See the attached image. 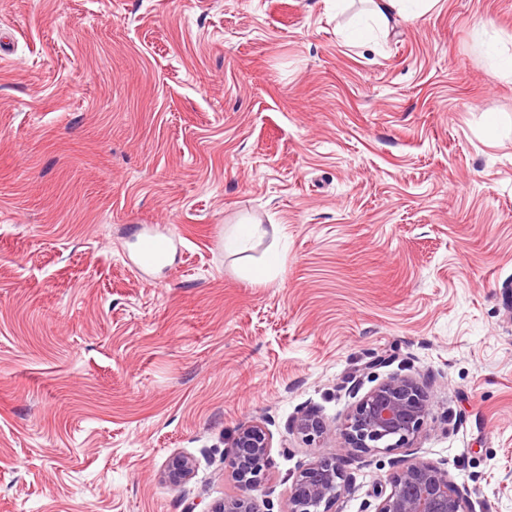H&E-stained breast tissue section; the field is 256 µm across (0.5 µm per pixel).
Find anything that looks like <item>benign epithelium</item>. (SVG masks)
Masks as SVG:
<instances>
[{"mask_svg": "<svg viewBox=\"0 0 512 512\" xmlns=\"http://www.w3.org/2000/svg\"><path fill=\"white\" fill-rule=\"evenodd\" d=\"M428 407V396L414 379L396 376L363 396L339 430L313 411L301 413L293 428L306 441L338 434L341 444L337 452L317 458L296 476L288 494L289 512H340L338 503L349 490L346 452L412 447L424 428ZM270 448L262 425L239 427L225 452L239 491L208 512H259L255 492L266 479ZM192 470L190 457L175 454L165 477L179 485ZM377 498L375 512H475L468 490L457 485L447 469L420 458L400 464L391 477L390 492L380 491Z\"/></svg>", "mask_w": 512, "mask_h": 512, "instance_id": "obj_1", "label": "benign epithelium"}]
</instances>
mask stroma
<instances>
[{
	"mask_svg": "<svg viewBox=\"0 0 512 512\" xmlns=\"http://www.w3.org/2000/svg\"><path fill=\"white\" fill-rule=\"evenodd\" d=\"M371 7L0 0V512H208L248 421L260 512H288L338 446L295 418L341 424L395 375L426 424L352 461L341 512L414 457L512 512V78L488 38L512 53V0L351 42ZM146 224L178 239L147 280ZM241 224L263 233L224 251ZM293 428L308 442L329 436L336 437L335 426L327 424L326 421L314 411L301 413L294 421ZM192 470L193 461L190 457L174 454L167 464L165 477L170 483L180 485L189 479Z\"/></svg>",
	"mask_w": 512,
	"mask_h": 512,
	"instance_id": "stroma-1",
	"label": "stroma"
}]
</instances>
